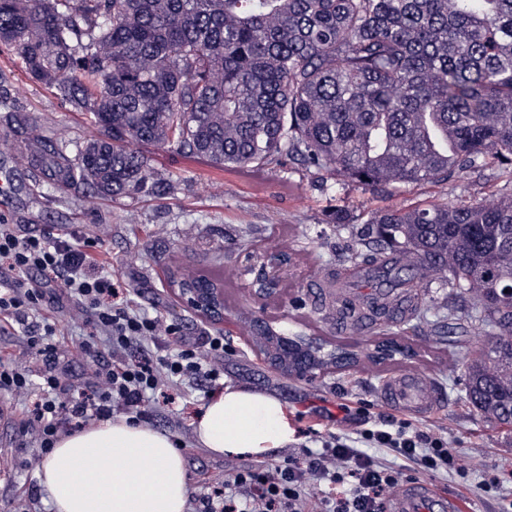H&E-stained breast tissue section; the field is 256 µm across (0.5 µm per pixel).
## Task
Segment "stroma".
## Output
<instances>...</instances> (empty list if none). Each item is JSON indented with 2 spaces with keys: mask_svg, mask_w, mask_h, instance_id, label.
Here are the masks:
<instances>
[{
  "mask_svg": "<svg viewBox=\"0 0 512 512\" xmlns=\"http://www.w3.org/2000/svg\"><path fill=\"white\" fill-rule=\"evenodd\" d=\"M92 132L86 115L59 91L32 79L21 62L0 47V185L8 197L0 204V220L18 225L25 234L74 230L97 241L112 261L113 276L134 289L139 307L161 312L198 343L222 335L224 383L273 394L288 409L295 440L277 452L276 461L300 455L305 448L319 449L320 437L337 428L334 416L340 404L371 403L376 412L401 418V411L381 404V380L395 369L425 371L432 387L444 396L426 421L454 449L457 470L430 477L414 471L411 479L429 480L439 490L466 500L471 512H503L512 502V490L487 492L479 483L495 473L512 475V437L470 411L464 350L451 336H437L431 330L433 322L448 319L447 311L437 307L449 291L445 275H437L425 291L426 321L400 327L393 340L401 352L385 363L289 373L251 348L259 323L277 335L300 337L312 347L373 348L378 341L373 332L331 335V320L313 308V291L327 287L333 272L343 270L344 256L369 242V221L375 214L512 194V184L498 169L486 165L460 171L445 182L374 189L342 177H323L294 160L269 165L259 173L236 172L171 148L145 145L141 152L150 171L171 183L165 195L102 198L82 186L58 187L43 178L32 161L31 145L50 142L73 158ZM339 208L352 217L348 228L331 221ZM253 249L262 254V263L280 255L289 259L288 275L273 291L257 290L261 263L247 257ZM217 255L233 280L219 324L183 303L165 276L169 269L209 267ZM214 391L208 383L187 382L174 403L153 404L148 421L178 443L192 496L203 492L207 483L223 481L229 468L258 463L252 456H216L198 446L191 419ZM45 459L16 425L0 427V469L6 471L0 476V512H52L38 480Z\"/></svg>",
  "mask_w": 512,
  "mask_h": 512,
  "instance_id": "obj_1",
  "label": "stroma"
}]
</instances>
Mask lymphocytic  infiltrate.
Here are the masks:
<instances>
[{
	"instance_id": "1",
	"label": "lymphocytic infiltrate",
	"mask_w": 512,
	"mask_h": 512,
	"mask_svg": "<svg viewBox=\"0 0 512 512\" xmlns=\"http://www.w3.org/2000/svg\"><path fill=\"white\" fill-rule=\"evenodd\" d=\"M66 300L74 303L70 324L91 328L79 344L92 358L89 381L71 393L63 386L59 320L46 312L47 303ZM134 304L132 289L113 278L96 241L59 233L25 237L0 223V332L22 333L44 365L35 386L28 366L0 358V392L24 396L17 423L42 452L91 421L117 414L132 423L147 420L152 402L171 400L187 377L213 385L223 377V336L199 345L161 313L141 312ZM169 336L176 348L157 355V341ZM359 413L365 428L327 433L315 452L237 470L195 496L193 512H383V496L403 483L405 473L365 453L366 443L428 474L455 471V454L432 424L387 418L369 404Z\"/></svg>"
}]
</instances>
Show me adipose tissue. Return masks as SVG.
<instances>
[{
  "label": "adipose tissue",
  "instance_id": "1",
  "mask_svg": "<svg viewBox=\"0 0 512 512\" xmlns=\"http://www.w3.org/2000/svg\"><path fill=\"white\" fill-rule=\"evenodd\" d=\"M197 444L221 456L265 457L294 440L286 406L228 385L193 420ZM53 512H186L181 452L161 432L108 419L62 436L38 473Z\"/></svg>",
  "mask_w": 512,
  "mask_h": 512
}]
</instances>
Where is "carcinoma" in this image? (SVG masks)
<instances>
[{"label":"carcinoma","mask_w":512,"mask_h":512,"mask_svg":"<svg viewBox=\"0 0 512 512\" xmlns=\"http://www.w3.org/2000/svg\"><path fill=\"white\" fill-rule=\"evenodd\" d=\"M0 45L32 79L90 115L72 164L36 155L46 178L100 197L164 195L139 147L261 171L288 158L367 186L441 182L479 165L512 181V0H0ZM351 267L382 268L408 320H423L416 267L448 273V320L468 350L470 410L512 434V199L433 203L371 219ZM218 273L167 270L179 288H218ZM349 319L379 334L385 307ZM255 347L288 372L358 366L395 351L316 353L269 329Z\"/></svg>","instance_id":"obj_1"}]
</instances>
